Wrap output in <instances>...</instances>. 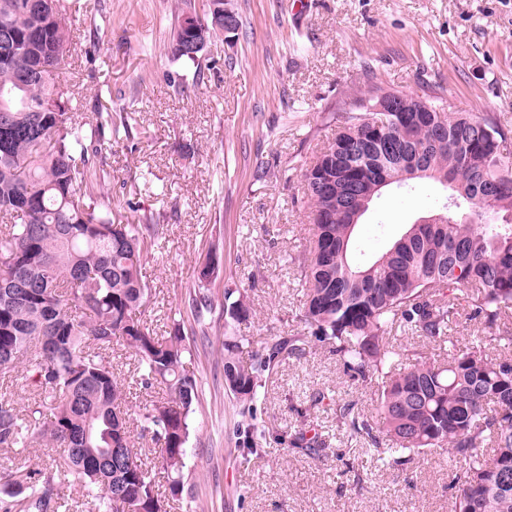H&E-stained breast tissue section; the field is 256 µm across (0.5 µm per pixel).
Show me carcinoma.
<instances>
[{
    "label": "carcinoma",
    "mask_w": 512,
    "mask_h": 512,
    "mask_svg": "<svg viewBox=\"0 0 512 512\" xmlns=\"http://www.w3.org/2000/svg\"><path fill=\"white\" fill-rule=\"evenodd\" d=\"M80 0H0V31L13 44L0 57V281L21 280L0 297V381L23 373L40 391L23 407L0 393V448H61L64 464L15 480L0 474V512H72L67 491L80 485L97 512H126L148 501L164 507L155 467L166 472L171 495L191 490L186 444L200 400L184 318L157 335L144 319L152 303L143 280L145 241L155 224H116L112 197L96 163L130 135L128 117L103 108L89 123L71 111L74 93L58 70L70 43L69 14ZM169 49L188 35L190 0H178ZM431 122L413 123L395 112L381 136L400 143L413 133L419 146L448 138L419 176L446 194L439 224H412L373 260L351 259L355 225L333 210L329 223L313 221L308 256L300 263L302 317L307 335L279 337L250 351L237 327L250 311L224 291V373L234 372L229 393L242 404L240 425L251 428L257 402L285 357L300 358L320 344L344 371L377 384V407L367 417L350 404L336 406V422L375 445L381 464L402 470L438 448L465 465L453 480L451 512H512V130L493 112H460L435 96ZM333 143L302 177L311 212L327 207L323 183L340 180L337 157L348 143L356 192L373 199L376 175L398 188L403 175L388 154L368 155L357 139L376 128L373 112H342ZM477 209L483 219L464 216ZM210 263L197 267L188 306L194 322L210 306L205 294L217 278ZM481 334L463 348L450 336L460 309ZM411 330L425 344L448 346L430 361L417 347L394 345L393 332ZM134 361L135 384L166 397L144 407L140 434L128 416L125 380L114 369L115 348ZM150 437L153 458L142 457L138 437ZM292 448L321 456L323 442L301 429ZM123 449L112 462L108 449ZM492 455L486 456L485 449Z\"/></svg>",
    "instance_id": "1"
}]
</instances>
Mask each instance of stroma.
Listing matches in <instances>:
<instances>
[{
    "label": "stroma",
    "instance_id": "1",
    "mask_svg": "<svg viewBox=\"0 0 512 512\" xmlns=\"http://www.w3.org/2000/svg\"><path fill=\"white\" fill-rule=\"evenodd\" d=\"M85 2L78 66L62 77L85 116L105 106L129 117L106 187L116 219L163 227L143 264L157 333L184 308L195 268L210 256L221 267L189 365L202 390L186 455L194 490L167 497L166 512H450L458 464L434 454L398 472L371 461L370 441L339 428L336 408L371 412L372 390L317 345L274 370L259 454L240 467V405L217 348L228 289L253 311L240 326L251 342L305 332L298 264L312 219L299 170L335 137L348 96L372 84L441 94L512 127V0H310L300 16L294 0H232L234 42L212 39L197 65L169 51L175 0ZM442 194L429 182L385 189L356 226L357 251L381 254ZM303 426L321 435V457L291 450Z\"/></svg>",
    "mask_w": 512,
    "mask_h": 512
}]
</instances>
